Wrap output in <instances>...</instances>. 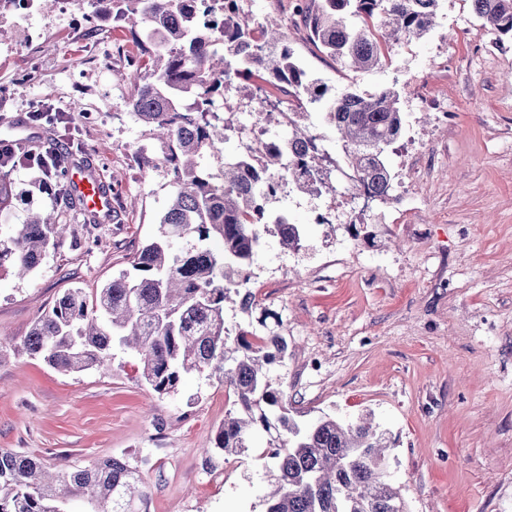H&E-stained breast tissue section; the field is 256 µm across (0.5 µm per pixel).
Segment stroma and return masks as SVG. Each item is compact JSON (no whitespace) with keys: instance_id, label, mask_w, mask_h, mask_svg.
Here are the masks:
<instances>
[{"instance_id":"1","label":"stroma","mask_w":512,"mask_h":512,"mask_svg":"<svg viewBox=\"0 0 512 512\" xmlns=\"http://www.w3.org/2000/svg\"><path fill=\"white\" fill-rule=\"evenodd\" d=\"M292 0H249L247 13L283 24L294 58L334 99L353 90L394 89L404 114L390 155L396 201L366 204L356 221L333 214L336 162L343 152L324 103L279 100L278 111L321 137L326 186H296L271 199L303 232L299 251L267 232L249 283L279 314L288 357L271 366L298 410L341 419L372 412L394 448L391 470L409 512H512V39L486 28L471 0H440L431 29L394 45L380 69L354 72L312 43ZM0 122L47 102L72 118L44 123L72 161L94 167L117 189L110 221L76 201L43 193L35 173L9 172L11 224L28 210H63L67 227L25 278L0 272V448L51 468L125 457L147 487V512H264V437L241 458H225L215 435L230 407L208 374L182 376L158 394L141 360L113 344L107 365L62 374L22 348L38 317L66 290L86 294L131 271L174 192L165 168L139 173L159 143L133 114L124 80L137 47L111 37L97 14L41 11L19 20L0 5ZM32 69L33 76L17 81ZM216 110L228 124L218 152L201 165L220 175L244 154L242 133L258 123L254 86L237 81ZM448 109L439 123L426 109Z\"/></svg>"}]
</instances>
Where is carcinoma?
<instances>
[{
    "label": "carcinoma",
    "instance_id": "obj_1",
    "mask_svg": "<svg viewBox=\"0 0 512 512\" xmlns=\"http://www.w3.org/2000/svg\"><path fill=\"white\" fill-rule=\"evenodd\" d=\"M484 25L512 37V0H471ZM140 54L129 61L133 114L161 141L162 158L141 156V165L163 166L173 175L175 194L159 221L158 235L132 258L137 275L122 272L88 301L73 288L35 322L23 350L53 369L80 373L104 365L114 342L134 348L142 378L159 393L177 388L181 376L209 371L224 382L232 408L216 436L228 456L252 449L262 432L272 454L271 491L265 512H409L402 488L389 477L391 442L372 414L343 421L330 414L303 422L288 400V387L270 379L283 361L285 337L267 324L280 323L264 311L230 336L224 306L232 302L250 315L258 307L248 284L263 233L274 225L282 248L302 246L298 225L272 216L266 183L290 181L318 193L323 186L310 146L315 135L298 126L288 138L272 140L263 154L264 180L249 184L246 154L224 163L218 180L200 170L203 155L224 142L215 103L235 76L273 96L283 83L294 97L311 103L326 90L307 79L288 46V36L268 20L243 15L239 0H97ZM303 10L316 46L360 72L387 59L390 41L418 38L433 25L439 0H305ZM360 24L352 25L348 17ZM184 98L192 99L188 106ZM395 91L367 96L346 91L329 102L324 119L338 134L352 190L386 202L396 179L388 152L398 139L403 113ZM66 228L51 210L29 213L14 225L10 244L0 243V269L26 276L38 268L48 247ZM194 237L179 251L173 240ZM263 333H257V328ZM137 468L123 457L84 469L54 471L38 458L0 448V512H67L84 499L90 512H142L146 493Z\"/></svg>",
    "mask_w": 512,
    "mask_h": 512
}]
</instances>
